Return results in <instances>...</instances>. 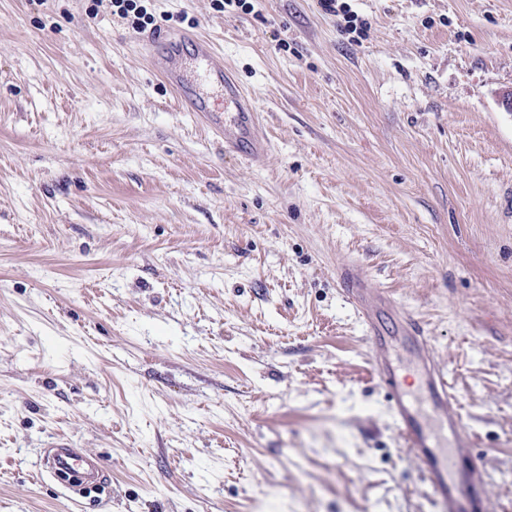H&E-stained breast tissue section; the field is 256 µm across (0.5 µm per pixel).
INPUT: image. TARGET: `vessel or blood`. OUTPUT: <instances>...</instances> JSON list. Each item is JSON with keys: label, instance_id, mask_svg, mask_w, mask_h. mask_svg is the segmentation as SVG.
Returning <instances> with one entry per match:
<instances>
[{"label": "vessel or blood", "instance_id": "obj_1", "mask_svg": "<svg viewBox=\"0 0 512 512\" xmlns=\"http://www.w3.org/2000/svg\"><path fill=\"white\" fill-rule=\"evenodd\" d=\"M151 72L174 91L185 111L205 119L224 137L225 153L249 160L267 153L268 142L259 115L247 94L233 83L212 42L197 33H156L145 41ZM233 107L224 114L213 95ZM341 290L356 308L371 347L375 372L386 391L389 414L404 440L405 452L420 472L435 512H485L486 483L482 470L457 461L473 434L454 407L448 376L421 325L403 314L395 302L371 287L357 266L338 271ZM407 354L419 377L417 391L404 386L399 356ZM82 450L66 446L46 452L45 467L60 471L83 460Z\"/></svg>", "mask_w": 512, "mask_h": 512}]
</instances>
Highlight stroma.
I'll use <instances>...</instances> for the list:
<instances>
[{"instance_id": "obj_1", "label": "stroma", "mask_w": 512, "mask_h": 512, "mask_svg": "<svg viewBox=\"0 0 512 512\" xmlns=\"http://www.w3.org/2000/svg\"><path fill=\"white\" fill-rule=\"evenodd\" d=\"M149 0L246 86L224 145L97 0H0V512H432L337 271L424 328L512 512V0ZM102 457L77 499L41 466ZM53 451V452H51ZM85 457L82 450L62 446L60 448H48L45 452L43 468L48 467L55 471L70 469L78 461H84Z\"/></svg>"}]
</instances>
